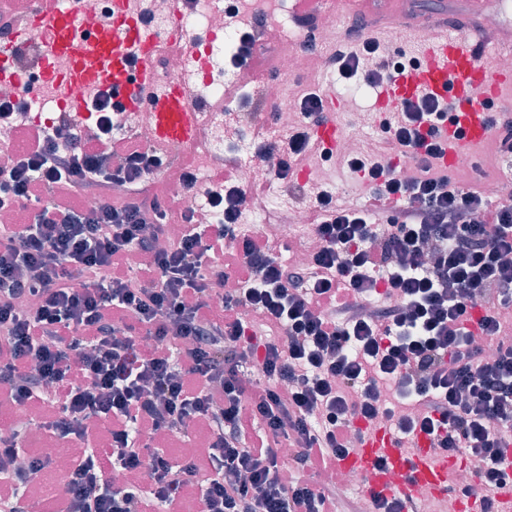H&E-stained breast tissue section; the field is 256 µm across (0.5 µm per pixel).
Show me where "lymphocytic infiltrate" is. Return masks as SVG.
Segmentation results:
<instances>
[{
  "label": "lymphocytic infiltrate",
  "instance_id": "lymphocytic-infiltrate-1",
  "mask_svg": "<svg viewBox=\"0 0 512 512\" xmlns=\"http://www.w3.org/2000/svg\"><path fill=\"white\" fill-rule=\"evenodd\" d=\"M366 30L351 27L325 67L398 77L405 64L378 57ZM88 108L95 136L64 116L65 142L47 127L0 152V211L30 212L0 228V400L22 413L0 437V512H30L53 463L30 448L36 429L67 449L45 512H336L335 486L284 480L280 449L318 477L375 423L464 457L476 481L453 492L483 490L480 512H496L493 491L512 484V199L489 202L439 166L447 105L403 99L373 153L344 155L369 199L347 208L316 192L321 246L304 267L245 232L239 186L213 178L198 192L189 164L121 136L111 90ZM325 110L320 92L302 97L274 174L300 198L293 162ZM407 162L418 176H401ZM171 167L177 189L149 195ZM187 192L220 221L196 222ZM472 211L479 223H461ZM176 215L175 244L154 250L143 225L165 236ZM134 250L151 262L129 265Z\"/></svg>",
  "mask_w": 512,
  "mask_h": 512
}]
</instances>
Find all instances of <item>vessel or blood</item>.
Returning a JSON list of instances; mask_svg holds the SVG:
<instances>
[{"mask_svg":"<svg viewBox=\"0 0 512 512\" xmlns=\"http://www.w3.org/2000/svg\"><path fill=\"white\" fill-rule=\"evenodd\" d=\"M16 9L23 24L0 41V82L16 85L20 96H28L16 51L34 44L39 49L42 81L53 87L61 112L87 118L85 90L112 86L118 89L126 111L149 105L158 142L188 147L199 138L198 85L161 77L157 35L139 25L131 0H113L111 21L99 26L91 39L80 32L84 0H19ZM411 36L424 50L423 64L383 86L379 96L410 98L426 93L453 103L458 126L465 132L460 139L454 127L443 128L448 143L443 165L453 168L493 135L482 103L500 99L504 90L512 89V75L498 64L499 56L512 53V38H501L495 31L482 42L466 30L449 33L444 25L429 33L416 27ZM62 59L67 62L63 70L57 67ZM313 135L331 148L340 140L342 129L331 116L314 126ZM457 463V458L436 453L425 437H418L410 450L392 429L380 426L367 432L336 466L366 473V496L394 495L413 504L422 489L433 498L445 496Z\"/></svg>","mask_w":512,"mask_h":512,"instance_id":"1","label":"vessel or blood"}]
</instances>
